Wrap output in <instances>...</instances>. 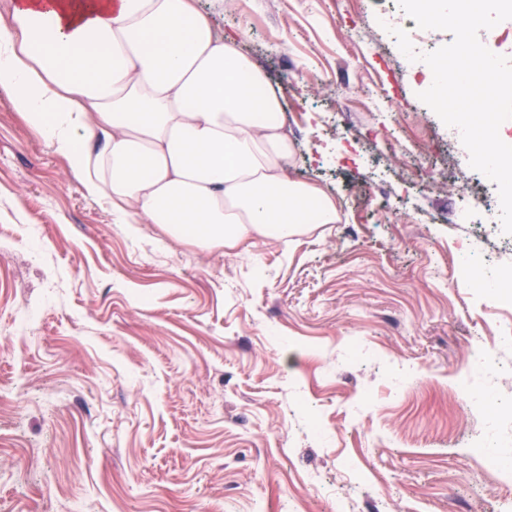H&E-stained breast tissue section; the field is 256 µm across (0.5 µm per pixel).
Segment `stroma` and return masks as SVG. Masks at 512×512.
Returning a JSON list of instances; mask_svg holds the SVG:
<instances>
[{
	"mask_svg": "<svg viewBox=\"0 0 512 512\" xmlns=\"http://www.w3.org/2000/svg\"><path fill=\"white\" fill-rule=\"evenodd\" d=\"M198 7L250 29L338 220L127 233L0 89V512H512V308L459 274L512 251L456 223L481 186L380 6Z\"/></svg>",
	"mask_w": 512,
	"mask_h": 512,
	"instance_id": "obj_1",
	"label": "stroma"
}]
</instances>
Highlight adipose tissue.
Returning <instances> with one entry per match:
<instances>
[{
    "label": "adipose tissue",
    "instance_id": "1",
    "mask_svg": "<svg viewBox=\"0 0 512 512\" xmlns=\"http://www.w3.org/2000/svg\"><path fill=\"white\" fill-rule=\"evenodd\" d=\"M195 0H12L0 88L113 223L204 247L333 224L335 200L290 175L279 94Z\"/></svg>",
    "mask_w": 512,
    "mask_h": 512
}]
</instances>
